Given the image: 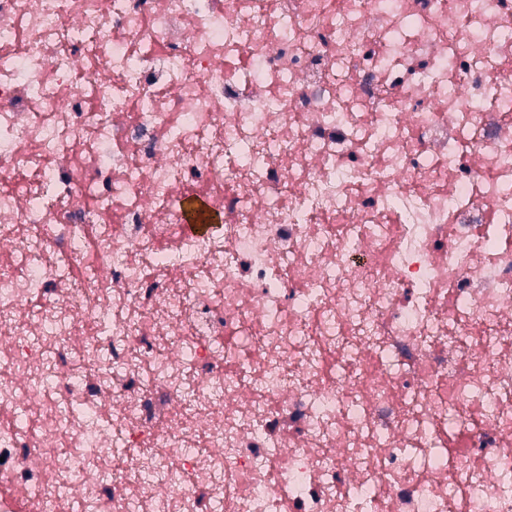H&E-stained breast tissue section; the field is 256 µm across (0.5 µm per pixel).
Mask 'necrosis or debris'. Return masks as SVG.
Segmentation results:
<instances>
[{
    "mask_svg": "<svg viewBox=\"0 0 512 512\" xmlns=\"http://www.w3.org/2000/svg\"><path fill=\"white\" fill-rule=\"evenodd\" d=\"M0 416V512H512V0H0ZM183 210L186 228L190 232H204L214 224H222L221 216L213 210L209 200L203 195L184 199Z\"/></svg>",
    "mask_w": 512,
    "mask_h": 512,
    "instance_id": "4bbe7bcc",
    "label": "necrosis or debris"
}]
</instances>
